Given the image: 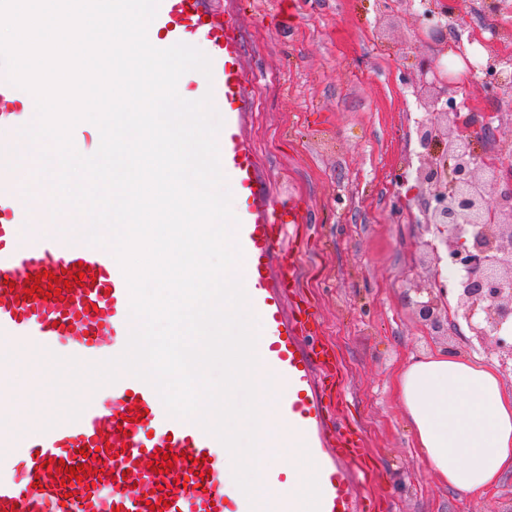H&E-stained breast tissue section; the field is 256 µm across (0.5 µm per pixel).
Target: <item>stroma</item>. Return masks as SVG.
I'll list each match as a JSON object with an SVG mask.
<instances>
[{
    "instance_id": "obj_1",
    "label": "stroma",
    "mask_w": 512,
    "mask_h": 512,
    "mask_svg": "<svg viewBox=\"0 0 512 512\" xmlns=\"http://www.w3.org/2000/svg\"><path fill=\"white\" fill-rule=\"evenodd\" d=\"M244 25L247 133L277 198L298 196L308 211L297 254L313 332L334 349L346 387L335 400L369 454L361 497L379 512H512V476L480 495L439 482L413 446L392 390L410 356L440 350L478 355L467 326L435 333L419 320L417 289L434 271L423 255L430 234L429 189L410 178L420 165L416 122L424 101L465 105L475 150L512 160V19L482 31L459 0L442 42L425 34L419 0H223ZM496 57L497 77L470 70ZM438 59L449 83L426 86L421 67Z\"/></svg>"
}]
</instances>
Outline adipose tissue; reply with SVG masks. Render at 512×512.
Instances as JSON below:
<instances>
[{
    "mask_svg": "<svg viewBox=\"0 0 512 512\" xmlns=\"http://www.w3.org/2000/svg\"><path fill=\"white\" fill-rule=\"evenodd\" d=\"M395 392L418 448L449 488L478 494L512 474V391L458 352L410 358Z\"/></svg>",
    "mask_w": 512,
    "mask_h": 512,
    "instance_id": "ef3b65f1",
    "label": "adipose tissue"
}]
</instances>
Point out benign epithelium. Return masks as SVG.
Instances as JSON below:
<instances>
[{
    "mask_svg": "<svg viewBox=\"0 0 512 512\" xmlns=\"http://www.w3.org/2000/svg\"><path fill=\"white\" fill-rule=\"evenodd\" d=\"M425 83L445 78L444 67L435 61L421 71ZM453 108L436 98L427 104V118L416 129L419 146L433 153L415 170V178L431 187L426 224L434 228L427 242L434 267L446 250L452 262L463 268L455 287L418 290L416 308L420 320L439 332L448 321L449 301L455 300L469 330L480 345L500 355L502 367L512 361V191L494 195L495 187L512 178V168L490 166L472 148L471 121H453L443 127Z\"/></svg>",
    "mask_w": 512,
    "mask_h": 512,
    "instance_id": "1",
    "label": "benign epithelium"
}]
</instances>
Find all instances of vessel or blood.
Returning <instances> with one entry per match:
<instances>
[{"instance_id":"vessel-or-blood-1","label":"vessel or blood","mask_w":512,"mask_h":512,"mask_svg":"<svg viewBox=\"0 0 512 512\" xmlns=\"http://www.w3.org/2000/svg\"><path fill=\"white\" fill-rule=\"evenodd\" d=\"M150 27L163 47L183 42L211 60V82L224 104L220 163L242 199L237 239L246 294L264 362L282 385L277 407L315 465L320 512H360L354 480L339 459L362 464L367 450L357 429L326 432L327 392L344 377L327 347L306 341L313 313L294 299L295 247L285 236L286 225L305 223L306 209L298 199L274 201L261 177L246 133L251 104L239 18L212 0H159ZM12 92L0 70V385L12 377L19 354L99 362L121 354L130 331L129 292L112 254L62 234L57 224L47 233L32 229V212L16 191L19 173L6 165L18 129ZM80 264L89 278L62 297L25 298L33 275L64 280ZM78 396V419L36 424L23 442L0 430V449L20 450L14 460L0 456V512H251L248 499L224 485L223 445L197 424L169 416L149 383L120 375L108 405L85 386ZM134 407L143 416L132 422ZM169 450L178 456L169 474L152 471L153 456ZM60 459L69 467L91 465L94 474L63 481Z\"/></svg>"}]
</instances>
